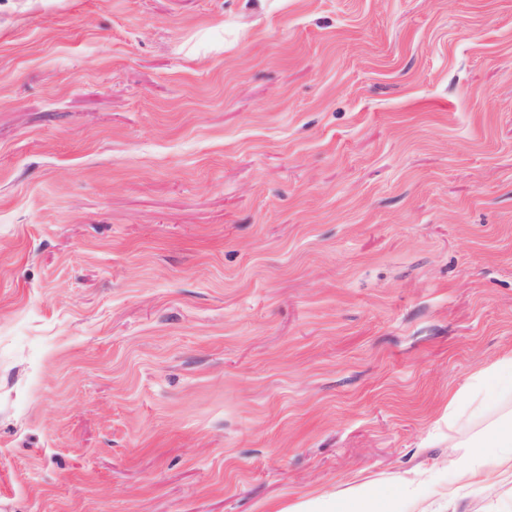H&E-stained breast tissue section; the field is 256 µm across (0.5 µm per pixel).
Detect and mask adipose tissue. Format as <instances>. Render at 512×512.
<instances>
[{
  "instance_id": "ef3b65f1",
  "label": "adipose tissue",
  "mask_w": 512,
  "mask_h": 512,
  "mask_svg": "<svg viewBox=\"0 0 512 512\" xmlns=\"http://www.w3.org/2000/svg\"><path fill=\"white\" fill-rule=\"evenodd\" d=\"M504 391L512 392V356L479 370L449 398L448 411L456 413L462 403L472 401L478 393L493 395ZM433 479L431 472L415 471L399 478L388 494L364 482L299 501L289 506L288 512H401L406 502L418 504L420 512H434L428 495ZM473 486L492 494L504 488L512 490V413L500 417L468 442L466 451L455 460L440 498L444 505L454 504Z\"/></svg>"
}]
</instances>
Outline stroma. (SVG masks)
Here are the masks:
<instances>
[{
    "instance_id": "1",
    "label": "stroma",
    "mask_w": 512,
    "mask_h": 512,
    "mask_svg": "<svg viewBox=\"0 0 512 512\" xmlns=\"http://www.w3.org/2000/svg\"><path fill=\"white\" fill-rule=\"evenodd\" d=\"M512 356V0H0V512L392 488ZM500 391L512 393V356L498 359L479 370L466 386L454 393L448 399V419L455 416L462 403H472L476 394L485 392L493 395Z\"/></svg>"
}]
</instances>
